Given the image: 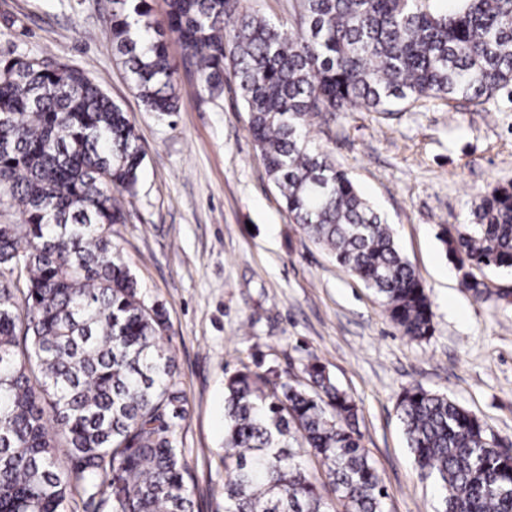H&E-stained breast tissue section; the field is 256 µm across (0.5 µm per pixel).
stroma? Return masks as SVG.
Returning a JSON list of instances; mask_svg holds the SVG:
<instances>
[{
  "instance_id": "35a3bbf8",
  "label": "stroma",
  "mask_w": 512,
  "mask_h": 512,
  "mask_svg": "<svg viewBox=\"0 0 512 512\" xmlns=\"http://www.w3.org/2000/svg\"><path fill=\"white\" fill-rule=\"evenodd\" d=\"M111 0H0V58L51 54L83 70L134 122L146 157L127 221L112 236L142 298L162 305L186 392L178 428L197 512H224V384L242 364L289 375L318 360L360 407L362 443L389 512H434L396 410L402 388L447 394L512 441V272L479 275L475 299L449 261L441 228L469 223L480 198L512 182V97L481 106L419 100L357 110L312 129L358 192L391 224L432 301L416 341L375 294L294 224L248 130L234 79L209 95L168 36L181 112L145 111L112 55Z\"/></svg>"
}]
</instances>
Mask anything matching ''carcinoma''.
Listing matches in <instances>:
<instances>
[{
  "label": "carcinoma",
  "instance_id": "carcinoma-1",
  "mask_svg": "<svg viewBox=\"0 0 512 512\" xmlns=\"http://www.w3.org/2000/svg\"><path fill=\"white\" fill-rule=\"evenodd\" d=\"M112 0V51L144 109L181 111L166 33L211 93L233 76L266 173L303 233L381 297L413 340L431 300L391 225L311 137L317 118L389 112L420 99L481 105L512 94V0H300L284 28L240 0ZM146 156L127 112L82 70L42 56L0 59V512H195L178 446L186 393L163 307L148 305L112 240L119 198ZM443 243L477 299L471 269H512V182ZM304 381L257 363L224 390V512H388L362 444L358 406L324 365ZM437 512H512V452L444 393L397 398Z\"/></svg>",
  "mask_w": 512,
  "mask_h": 512
}]
</instances>
